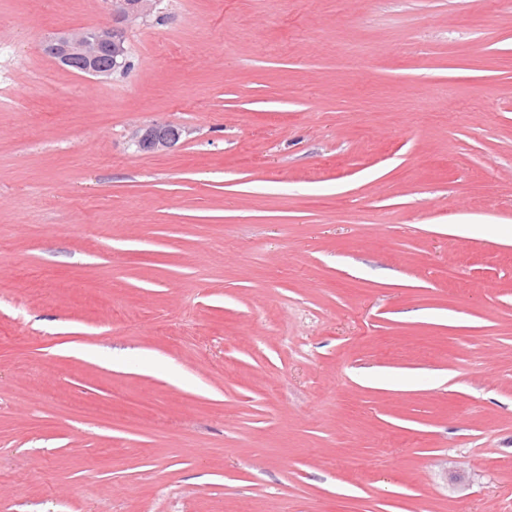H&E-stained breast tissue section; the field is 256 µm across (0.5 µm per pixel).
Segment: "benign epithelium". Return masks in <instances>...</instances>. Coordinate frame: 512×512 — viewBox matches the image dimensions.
Listing matches in <instances>:
<instances>
[{"label":"benign epithelium","mask_w":512,"mask_h":512,"mask_svg":"<svg viewBox=\"0 0 512 512\" xmlns=\"http://www.w3.org/2000/svg\"><path fill=\"white\" fill-rule=\"evenodd\" d=\"M155 5L156 0H111L112 21L91 32L63 31L44 42L43 52L63 67H77L93 79L110 81L126 66V28L150 17ZM131 141L136 149L152 153L163 152L173 145L157 124L136 128Z\"/></svg>","instance_id":"obj_1"}]
</instances>
